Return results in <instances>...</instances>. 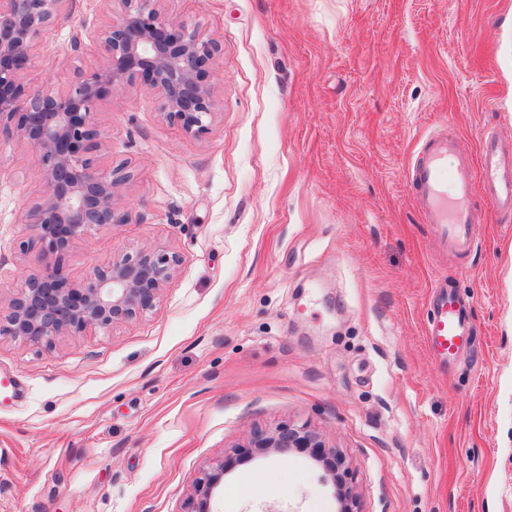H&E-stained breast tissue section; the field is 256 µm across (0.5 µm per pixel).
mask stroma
Instances as JSON below:
<instances>
[{"instance_id":"stroma-1","label":"stroma","mask_w":512,"mask_h":512,"mask_svg":"<svg viewBox=\"0 0 512 512\" xmlns=\"http://www.w3.org/2000/svg\"><path fill=\"white\" fill-rule=\"evenodd\" d=\"M220 41L218 116L201 137L136 85L102 100L101 165L129 162V221L72 246L80 278L164 246L182 264L156 307L35 348L0 337V512H191L204 471L257 428L308 424L346 457L358 512H512V218L475 202L467 251L414 201L422 140L478 165L512 146V0H161ZM101 0L44 36L38 83L64 86ZM28 146L0 141V294L34 254L19 212L40 189ZM466 304L472 341L429 348L431 286ZM212 512H337L320 464L255 455Z\"/></svg>"}]
</instances>
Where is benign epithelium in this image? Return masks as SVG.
<instances>
[{"label": "benign epithelium", "mask_w": 512, "mask_h": 512, "mask_svg": "<svg viewBox=\"0 0 512 512\" xmlns=\"http://www.w3.org/2000/svg\"><path fill=\"white\" fill-rule=\"evenodd\" d=\"M121 9L101 33L105 56L90 72H78L64 91L38 90L24 81L38 39L68 11L70 0H0V139L27 144L36 154L42 193L18 223L31 231L24 251L38 267L26 273L6 304H0V336L27 345L86 330L109 331L152 311L181 256L163 247L124 250L74 278L66 255L95 232L126 223L121 188L132 178L128 165L102 167V134L96 109L124 86H147L160 98L159 115L183 134H205L217 117L213 64L221 44L196 23L172 21L158 0H117ZM302 450L320 463L336 487L339 512H356L345 457L307 424L284 421L256 429L247 445L212 465L194 489L193 512H211L210 501L224 472L254 452Z\"/></svg>", "instance_id": "7a95c632"}]
</instances>
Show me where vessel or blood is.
<instances>
[{
	"label": "vessel or blood",
	"mask_w": 512,
	"mask_h": 512,
	"mask_svg": "<svg viewBox=\"0 0 512 512\" xmlns=\"http://www.w3.org/2000/svg\"><path fill=\"white\" fill-rule=\"evenodd\" d=\"M458 143L448 134L425 139L410 169L416 200L434 233L444 246L458 247L470 240L468 228L478 213L472 203L476 190H484L489 204L512 213V152L493 137H486L477 171L449 166ZM470 326L464 307L452 292L443 290L433 307L425 336L429 347L452 358L466 342Z\"/></svg>",
	"instance_id": "1"
}]
</instances>
